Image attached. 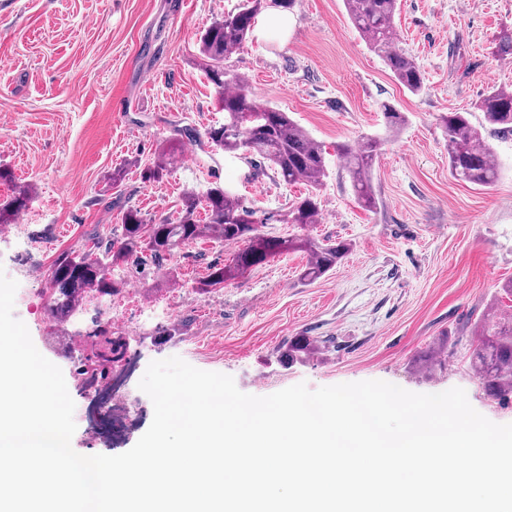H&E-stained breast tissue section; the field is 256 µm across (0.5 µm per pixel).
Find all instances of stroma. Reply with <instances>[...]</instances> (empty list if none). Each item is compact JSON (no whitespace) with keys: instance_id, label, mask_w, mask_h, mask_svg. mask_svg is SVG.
I'll return each instance as SVG.
<instances>
[{"instance_id":"35a3bbf8","label":"stroma","mask_w":512,"mask_h":512,"mask_svg":"<svg viewBox=\"0 0 512 512\" xmlns=\"http://www.w3.org/2000/svg\"><path fill=\"white\" fill-rule=\"evenodd\" d=\"M0 0V166L31 185L18 230H0V270L23 281L15 302L40 353L63 372L75 405L95 396V343L108 328L137 355L138 372L171 356L231 375L242 392L266 396L381 380L416 393L465 390L470 404L498 424L512 423V399L489 396L458 346L447 367L422 374L420 355L442 338L473 336L481 317L512 310L502 288L512 280V133L485 126L478 105L494 86H512V59L499 58L501 31L512 27V0H400L394 30L415 57L424 87H401L353 27L343 0H296L288 35L252 34L228 64L254 97L289 113L326 151L321 215L306 228L318 240L350 243L348 255L315 282L301 280L307 261L296 251L269 260L207 294L194 285L234 245L198 240L168 259L163 278L151 258L127 269L158 302L152 318L127 327L109 319L115 302L136 314L131 290L87 298L74 320L49 316L48 270L65 250L82 252L112 238L127 207L146 217L175 216L183 193L217 183L268 219L283 223L307 191L286 185L268 166L208 144L204 132L223 123L199 55L201 33L240 0ZM390 102L405 124L388 136L379 108ZM466 112L493 149L498 179L489 189L457 181L448 170L442 114ZM176 161L156 181L143 170L167 149L176 127ZM382 138L373 167L374 208L361 207L336 156L342 143ZM126 172L113 185L112 171ZM309 336L322 346L303 360L281 362L285 343ZM136 425L119 438L77 426L73 449L118 455L131 449L154 414L148 395Z\"/></svg>"}]
</instances>
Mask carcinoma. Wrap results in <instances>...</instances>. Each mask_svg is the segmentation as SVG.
<instances>
[{
    "instance_id": "cac0c4a2",
    "label": "carcinoma",
    "mask_w": 512,
    "mask_h": 512,
    "mask_svg": "<svg viewBox=\"0 0 512 512\" xmlns=\"http://www.w3.org/2000/svg\"><path fill=\"white\" fill-rule=\"evenodd\" d=\"M295 2L242 0L236 11L205 29L199 51L206 75L215 86L218 106L224 112V123L206 130L207 141L226 153L268 161L276 177L287 185L307 183L312 191L297 198L282 219L285 224L304 226L320 221V200L314 189L327 175L325 151L288 113L258 102L242 74L224 65L244 46L262 10L269 7L290 10ZM343 2L361 38L383 58L396 81L412 93L419 92L424 84L423 71L395 43L398 0ZM381 108L388 132L393 135L405 123V117L389 102L382 103ZM479 108L489 125L512 131V88H491ZM441 124L448 142L451 175L474 186H491L497 178L493 154L481 129L470 121L469 113L450 112L441 116ZM380 147V140L366 137L356 146L346 144L337 148V157L343 162L357 199L366 208L376 205L372 168ZM28 202L29 190L14 187L12 195L0 202V224L11 223ZM201 206L208 212L205 224L197 220ZM255 215L239 196L218 184L202 192L184 193L174 219L148 220L139 209L129 207L123 211L119 235L97 244L93 252L82 255L63 252L53 261L48 273L51 315L65 322L88 294H119L124 281L113 274L115 268L132 265L147 252L161 271L168 256L197 239L206 238L218 245L243 243L229 262L210 266L206 277L197 282L196 290L203 293L224 287L225 282L245 276L272 257L294 251L307 252L308 260L301 276L311 283L332 270L349 250V244L344 241L319 244L310 238L274 235L265 230L264 222ZM96 344L101 347L98 357L105 365L121 361L126 354L123 338L112 335L107 328L97 332ZM316 347L317 341L300 336L288 343L284 357L292 362L312 353ZM446 354L447 346L441 342L435 344L419 357V370L429 373L444 367ZM470 367L488 395L499 399L512 395V316L490 311L483 317L470 355Z\"/></svg>"
}]
</instances>
